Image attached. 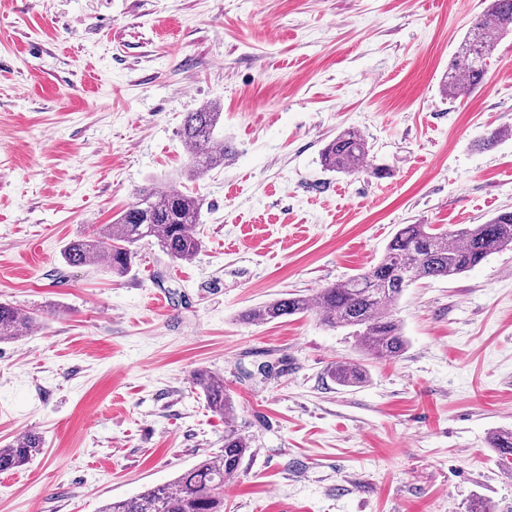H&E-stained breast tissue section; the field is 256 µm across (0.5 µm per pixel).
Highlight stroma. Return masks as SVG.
Instances as JSON below:
<instances>
[{"mask_svg":"<svg viewBox=\"0 0 512 512\" xmlns=\"http://www.w3.org/2000/svg\"><path fill=\"white\" fill-rule=\"evenodd\" d=\"M489 0H0V301L36 329L0 342V512H97L224 446L192 384L220 375L251 454L224 512H512V249L407 288L396 360L365 357L316 317L238 314L375 263L403 224H482L512 210V35L484 83L440 79ZM215 104L223 167L185 175L186 113ZM360 130L383 177L325 171ZM149 183L202 203L203 246L131 271L72 267ZM367 368L356 387L330 375ZM330 373L336 384L341 387H356L366 378L364 367L354 360L336 362ZM42 439L37 434H28L7 448H0V471L18 469L29 464L42 450Z\"/></svg>","mask_w":512,"mask_h":512,"instance_id":"1","label":"stroma"}]
</instances>
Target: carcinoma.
Returning a JSON list of instances; mask_svg holds the SVG:
<instances>
[{
	"label": "carcinoma",
	"instance_id": "obj_1",
	"mask_svg": "<svg viewBox=\"0 0 512 512\" xmlns=\"http://www.w3.org/2000/svg\"><path fill=\"white\" fill-rule=\"evenodd\" d=\"M512 34V0H490L475 20L440 81L441 92L450 99L465 95L480 85L486 68L474 63L495 51L498 39ZM221 113L210 107L187 113L181 138L187 149V175L194 179L224 165L232 148L215 136ZM512 136V126L502 125L478 140L482 149L494 147ZM371 146L365 135L348 128L336 134L322 149L321 166L328 172L355 174L362 170ZM201 201L175 186L146 185L136 192L134 203L110 224L91 236L70 240L63 249L64 261L88 265L102 257L111 272L129 271L132 247L154 242L174 262L193 258L202 242L196 232ZM512 248V210L501 211L483 224L455 229L433 224H403L387 244L382 257L365 271L324 287L308 296L290 293L241 312L246 324H262L292 316L314 315L330 329H347L361 351L375 359L401 357L408 346L395 309L406 288L430 279L453 280L474 269L491 255ZM36 317L9 303L0 302V341L18 342L31 332ZM331 377L341 387H356L366 378L364 367L354 360L338 361ZM192 383L203 394L211 411L224 417V449L204 453L199 461L172 481L140 494L114 500L98 512H224V484L238 474L250 450L249 440L238 429L232 397L224 379L198 369ZM492 447L503 457L512 456V430L491 436ZM42 450V439L28 434L0 448V471L29 464Z\"/></svg>",
	"mask_w": 512,
	"mask_h": 512
}]
</instances>
